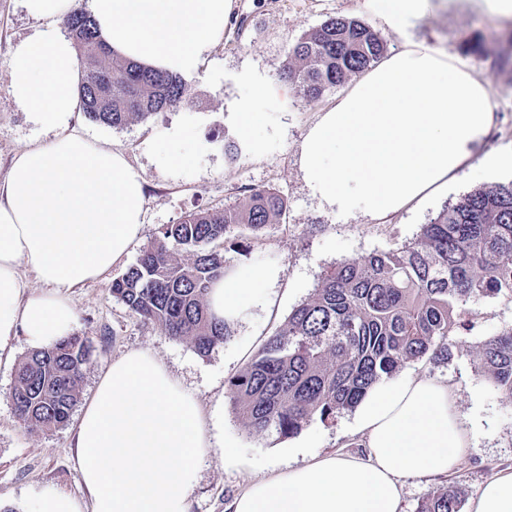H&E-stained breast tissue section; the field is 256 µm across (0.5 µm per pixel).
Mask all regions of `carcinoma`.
Wrapping results in <instances>:
<instances>
[{
    "label": "carcinoma",
    "instance_id": "carcinoma-1",
    "mask_svg": "<svg viewBox=\"0 0 512 512\" xmlns=\"http://www.w3.org/2000/svg\"><path fill=\"white\" fill-rule=\"evenodd\" d=\"M67 34L81 66L80 110L97 123L123 128L191 103L186 81L120 59L98 35L93 17L74 10ZM379 33L356 19L331 17L294 47L281 79L317 98L376 62ZM287 209L272 188L252 187L233 209H202L162 226L135 264L112 281V297L165 335L205 356L232 335L207 308L208 290L224 276L219 247L232 226L258 239ZM512 302V181L476 189L443 208L415 240L345 260L327 271L228 391L251 433L297 434L317 417L332 424L366 391L407 362L448 357L449 337L471 331L478 299ZM478 369L512 402V327L484 341ZM90 361L85 337L26 353L10 401L31 431L67 424ZM417 512H461L452 490L436 491Z\"/></svg>",
    "mask_w": 512,
    "mask_h": 512
}]
</instances>
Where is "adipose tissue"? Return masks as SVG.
I'll return each mask as SVG.
<instances>
[{"instance_id":"1","label":"adipose tissue","mask_w":512,"mask_h":512,"mask_svg":"<svg viewBox=\"0 0 512 512\" xmlns=\"http://www.w3.org/2000/svg\"><path fill=\"white\" fill-rule=\"evenodd\" d=\"M234 0H90L104 42L119 56L180 76L196 72L224 34ZM405 35L402 49L371 66L304 137L299 165L310 195L346 218L383 219L448 188L465 170L512 172V148L479 155L494 126L488 80L448 53L410 40L438 8L512 18V0H365ZM33 34L8 61L10 93L53 137L17 154L0 183V357L24 336L43 350L74 333L72 288L127 256L143 224V179L117 150L69 132L79 109L76 48L60 29L77 0H24ZM40 282L29 290L20 275ZM274 267L242 265L210 290L211 312L246 319ZM363 450L315 453L250 483L230 512H399L401 477L448 475L476 446L477 428L453 388L428 376L382 382L360 402ZM88 500L44 486L30 512H190L200 460L225 459L194 396L151 350L115 358L74 430ZM469 512H512V467L497 471Z\"/></svg>"}]
</instances>
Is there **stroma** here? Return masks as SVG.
Segmentation results:
<instances>
[{
    "mask_svg": "<svg viewBox=\"0 0 512 512\" xmlns=\"http://www.w3.org/2000/svg\"><path fill=\"white\" fill-rule=\"evenodd\" d=\"M335 16L357 19L379 32L386 51L400 49L404 43L399 32L366 10L364 0H234L232 21L223 38L211 47L198 71L186 78L193 94L190 107L118 129L95 123L80 112L69 124L70 130L84 138L122 151L145 183L144 223L129 255L103 278L71 293L79 315L77 331L87 336L91 347L78 404L83 407L91 400L114 358L147 348L162 360L205 411L217 414L225 444L246 462L245 467H233L225 465L220 456H205L199 463L190 512H226L248 482L269 476L274 466L302 463L311 452L361 451L362 439L353 429L357 416L353 410L339 415L331 425L312 420L288 438L249 433L233 407L229 379L280 329L292 310L311 296L336 263L411 242L444 206L474 189L512 181L506 174L484 179L467 174L447 192L382 220L363 215L344 219L323 211L305 185L299 150L308 128L344 93V86L316 99L292 91L283 104L255 98L253 82L260 79L278 86V72L295 44ZM36 26L23 0H0V180L16 154L32 142L49 139L16 107L4 65L7 50L15 49ZM478 30L487 36L485 54L465 53L464 40ZM508 30H512V19L457 10L430 14L413 31L415 38L448 52L488 79L495 124L479 149L483 155L512 144V66L501 69L496 65L500 56H512V45L497 38ZM247 101L263 117L249 140L240 138L235 126V110ZM177 127L184 128L185 135L180 141H170L169 133ZM228 137L238 140L241 147L232 160L224 153ZM162 148L190 154L191 159L180 166H161L157 152ZM251 187L277 190L286 200V213L258 240L231 228L223 250L224 266H275L281 275L251 316L234 324L224 344L199 355L190 343L165 336L112 297L113 280L136 262L162 225L178 223L198 209L236 207ZM470 307L481 312L482 318L471 333L452 337L451 356L411 362L399 373L427 374L454 384L462 414L477 423L478 446L446 477L403 478L401 512H416L439 489L458 491L462 503H469L490 476L512 466V404L478 373L473 355L481 342L512 326V304L484 299L471 302ZM11 345V358L0 361V506L10 512H29L47 484L87 498L76 467L72 426L33 433L14 414L9 395L27 347L19 336Z\"/></svg>",
    "mask_w": 512,
    "mask_h": 512,
    "instance_id": "35a3bbf8",
    "label": "stroma"
}]
</instances>
